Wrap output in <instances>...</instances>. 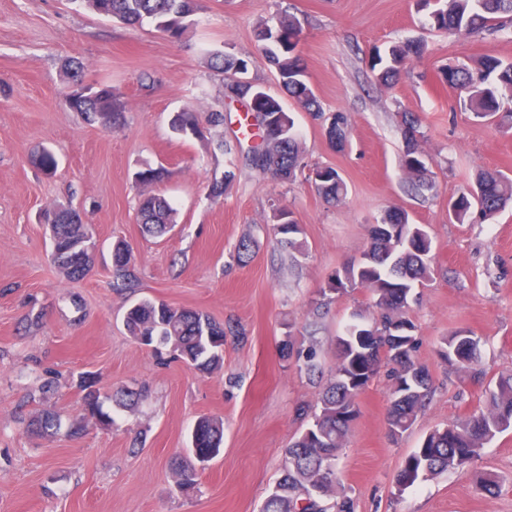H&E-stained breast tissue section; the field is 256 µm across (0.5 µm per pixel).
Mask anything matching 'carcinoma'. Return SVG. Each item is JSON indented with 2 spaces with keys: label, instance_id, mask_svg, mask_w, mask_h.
I'll list each match as a JSON object with an SVG mask.
<instances>
[{
  "label": "carcinoma",
  "instance_id": "obj_1",
  "mask_svg": "<svg viewBox=\"0 0 512 512\" xmlns=\"http://www.w3.org/2000/svg\"><path fill=\"white\" fill-rule=\"evenodd\" d=\"M97 14L136 25L145 20L172 39L182 36L189 25L188 18L197 8L196 0H79ZM417 5L429 10L433 27L457 36H470L482 32H499L509 29L512 23V0H417ZM301 24L290 13L281 11L272 22L260 21L256 38L260 54L275 68L280 85L304 111L327 121L326 135L331 143L336 139L347 141V118L338 113V120L325 115L321 102L309 85L302 58L293 54L288 40L299 36ZM424 45L407 42L395 44L385 51L375 49L370 56L372 70L378 82L391 86L411 58H419ZM214 69L234 76L248 71V62L230 52L212 54ZM442 81L456 91V104L477 122L492 124L498 129L512 131V62L482 56L468 64L449 67L442 72ZM251 87L241 92V106L258 112L281 114L288 123L285 134L271 139L262 129H257L250 162L261 174L273 173L284 180L296 178L307 167L306 151L295 129L292 116L285 112L278 99L266 91L250 98ZM63 104L81 113L90 124L104 129L116 125L125 112V105L112 87L103 86L97 91L66 95ZM224 112L214 110L201 114L195 111L177 113L171 121L172 130L180 135L200 136L203 131L224 127ZM406 129L407 149L404 166L413 176L412 190L422 194L433 189L425 177L427 171L422 154L417 148L416 135L421 126L420 118L413 112L401 113ZM323 179L318 189L329 202L343 199L347 187L336 169L322 168ZM512 202V178L499 172H481L472 186L462 187L448 202V220L456 224L483 223L493 219ZM75 220L51 224L52 241L94 242L90 225L77 210H72ZM176 208L161 194L141 197L137 219L143 233L163 237L176 226ZM291 211L276 210L272 216V230L277 242L298 252L304 248L300 239L302 229L297 222L284 215ZM370 242L363 252V259L338 271L336 274L359 282V287L369 291L378 317L367 320L364 311L352 314V321L338 337L336 371L306 416L307 426L286 448L285 462L280 478L264 501L261 512H353L350 499L337 498L339 481L332 462L345 447L351 426L346 411L353 401L348 380L363 376L372 379L382 356L392 347L393 339L400 338L410 346L411 354L404 362L387 358L391 370V405L389 428L397 433L409 431L418 412L425 406L430 393V378L418 381L408 371L418 361L415 359L416 343L407 331L415 328L407 317V308L395 304L390 288L403 286L411 291L422 286L432 277V241L419 224L409 222L404 210L389 211L380 221L370 226ZM51 260L59 271L70 280H81L91 267L76 264L71 254L51 250ZM113 287L126 289L135 286L133 257L118 259L113 263ZM128 334L140 341L144 336L157 348H166L178 359L202 374H210L224 364V340L235 334L229 324H221L208 315L192 309L176 308L163 301L144 298L130 306L123 317ZM463 330H456L441 342L437 353L448 366L469 369L478 362L480 340L469 336L461 340ZM94 383L84 386L87 393L81 398L85 412L102 409L104 400L112 401L118 409L138 403L147 392L146 387L120 388L111 395H101L92 389ZM486 410L477 415L454 422L430 432L421 446L404 460L397 475V483L411 487L416 482L442 472L458 469L468 463L458 454L463 448L480 452L499 434L512 428V374H501L488 388ZM61 426L60 415L52 408L38 410L26 422V431L33 437L55 436ZM224 443V422L203 416L198 429L191 433L186 454L218 456Z\"/></svg>",
  "mask_w": 512,
  "mask_h": 512
}]
</instances>
